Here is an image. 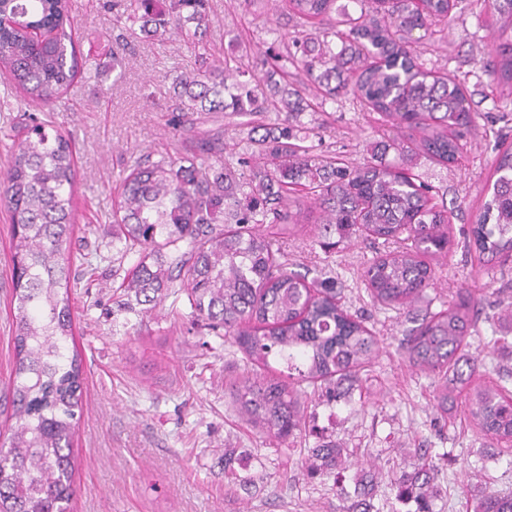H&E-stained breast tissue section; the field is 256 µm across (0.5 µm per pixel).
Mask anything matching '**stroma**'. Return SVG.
<instances>
[{
	"label": "stroma",
	"instance_id": "obj_1",
	"mask_svg": "<svg viewBox=\"0 0 512 512\" xmlns=\"http://www.w3.org/2000/svg\"><path fill=\"white\" fill-rule=\"evenodd\" d=\"M73 37L96 47L68 92L43 107L0 82V164L36 120L50 121L75 145L76 224L70 281L74 344L82 360L83 412L73 439L77 493L69 512H345L352 479L310 475L311 450L320 441L349 448L380 473L374 504L379 512H414L397 499L391 479L412 471L413 449L438 458L440 495L433 512H473L482 489L512 491V451L491 448L472 426L465 393L448 395L440 412L430 379L402 359L408 315L372 306L361 273L384 252L362 240L320 246L309 224L278 225L277 244L303 263L312 279H333L350 314L361 316L383 347L372 361L369 395L309 403L306 426L290 444L257 433L236 411L232 382L245 373L243 355L213 336L174 295L156 312L118 311L112 297V219L119 186L134 158L181 156L194 143L170 112L174 77L193 72L197 50L182 37H146L138 24H114L105 0H70ZM208 39L216 60L240 57L263 75L266 51L281 48L294 21L279 0L253 7L243 0H209ZM495 25L483 0H458L447 22L417 47L425 67L463 81L478 114L477 127L458 161L443 167L419 159L413 172L435 191V202L454 211L453 240L428 291L430 311L467 293L492 305L512 301V262L504 273L478 271L463 248L480 212L501 142L512 143V94L492 71ZM124 61L121 77L108 64ZM327 126L309 140L314 153L335 152L362 161L370 145L387 140L367 109L350 96L327 101ZM11 218L0 204V436L12 423L13 369ZM491 327L479 322L467 353L483 365L476 383L512 388V341L491 345ZM233 449L225 458V449Z\"/></svg>",
	"mask_w": 512,
	"mask_h": 512
}]
</instances>
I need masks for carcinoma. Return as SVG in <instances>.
<instances>
[{
	"label": "carcinoma",
	"mask_w": 512,
	"mask_h": 512,
	"mask_svg": "<svg viewBox=\"0 0 512 512\" xmlns=\"http://www.w3.org/2000/svg\"><path fill=\"white\" fill-rule=\"evenodd\" d=\"M499 23L495 58L500 81L512 86V0H488ZM69 0H0V77L32 103L48 105L84 72L91 55L77 50L68 29ZM455 0H372V13L352 16L336 0H282L303 30L267 59L255 79L241 59L216 66L201 58L199 72L174 79L173 111L196 133V153L134 161L124 177L113 223L112 277L117 290L148 313L163 293L184 295L190 313L245 356L250 370L232 385L238 412L284 443L302 431L308 391L330 399L363 388L361 373L381 341L348 313L341 291L289 269L288 258L263 232L265 224H300L296 193L310 194L308 213L340 239L398 243L369 263L371 301L410 308L426 297L435 269L427 262L448 252L452 212L432 202L433 188L410 172L413 159L455 162L475 123L461 82L423 67L409 40L448 19ZM154 25L200 37L210 24L208 0H128L116 21ZM341 47H336V42ZM304 71L321 101L351 94L396 132L382 152L353 163L315 156L305 145L313 128L298 120L312 100L292 81L288 65ZM273 112L277 122L264 123ZM249 117V148L234 160L198 127L227 116ZM394 151L395 158L386 160ZM215 164L198 166V156ZM495 180L486 189L464 248L479 270L512 259V146L498 150ZM76 170L70 140L46 123L32 125L0 170V199L11 213L14 350L10 403L15 425L0 444V512H66L75 493L72 439L83 409L81 360L67 358L73 338L68 249L75 224ZM136 262L123 268L129 255ZM484 315L481 301L460 295L436 313L414 320L404 361L432 379L437 405L448 389L473 378L478 357H463L466 338ZM287 376L267 375L271 363ZM512 397L505 386L475 385L468 412L489 445L512 441ZM345 449H314L310 470L335 469ZM433 463L424 458L396 478L400 498L415 512H433ZM376 477L360 481L348 512H375ZM475 512H512V492L484 491Z\"/></svg>",
	"instance_id": "cac0c4a2"
}]
</instances>
